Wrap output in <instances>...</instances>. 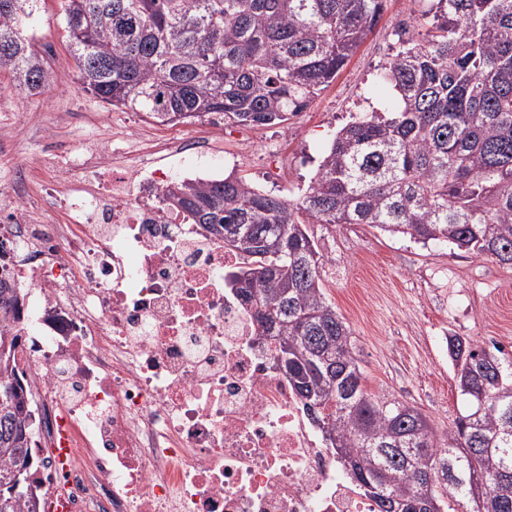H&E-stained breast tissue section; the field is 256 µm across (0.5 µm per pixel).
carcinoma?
I'll use <instances>...</instances> for the list:
<instances>
[{
  "instance_id": "cac0c4a2",
  "label": "carcinoma",
  "mask_w": 512,
  "mask_h": 512,
  "mask_svg": "<svg viewBox=\"0 0 512 512\" xmlns=\"http://www.w3.org/2000/svg\"><path fill=\"white\" fill-rule=\"evenodd\" d=\"M36 0H0V70L59 81L23 35ZM385 67L389 116L340 128L305 193L241 176L184 179L163 201L187 224L235 225L246 257L224 287L247 305L276 367L376 512H512V356L448 337L463 412L439 436L415 406L368 392L350 326L319 283L312 224H366L512 267V0H427ZM386 0H63L83 87L158 123L219 115L288 121L336 79ZM19 289L0 287V323ZM33 393L0 329V512H45L30 480Z\"/></svg>"
}]
</instances>
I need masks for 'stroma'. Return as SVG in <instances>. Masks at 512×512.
<instances>
[{
  "instance_id": "1",
  "label": "stroma",
  "mask_w": 512,
  "mask_h": 512,
  "mask_svg": "<svg viewBox=\"0 0 512 512\" xmlns=\"http://www.w3.org/2000/svg\"><path fill=\"white\" fill-rule=\"evenodd\" d=\"M420 0H388L384 13L336 79L307 108L277 125L239 126L216 118L161 124L84 90L65 31L62 0H38L26 33L60 81L31 94L0 71V200L33 207L56 168L100 144L188 136L221 173L295 200L303 194L335 133L393 109L381 75L396 33L420 22ZM322 256L326 298L344 317L366 389L421 409L437 434L451 429L463 402L445 337L501 346L512 354V268L447 244L422 245L360 225H312Z\"/></svg>"
}]
</instances>
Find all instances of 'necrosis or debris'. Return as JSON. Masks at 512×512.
Returning a JSON list of instances; mask_svg holds the SVG:
<instances>
[{
    "mask_svg": "<svg viewBox=\"0 0 512 512\" xmlns=\"http://www.w3.org/2000/svg\"><path fill=\"white\" fill-rule=\"evenodd\" d=\"M152 154L68 163L38 224L0 204L51 435L87 450L103 512H375L225 288L241 254L167 208Z\"/></svg>",
    "mask_w": 512,
    "mask_h": 512,
    "instance_id": "4bbe7bcc",
    "label": "necrosis or debris"
}]
</instances>
